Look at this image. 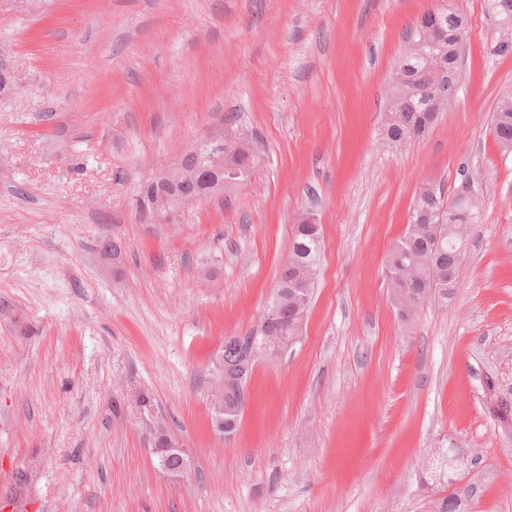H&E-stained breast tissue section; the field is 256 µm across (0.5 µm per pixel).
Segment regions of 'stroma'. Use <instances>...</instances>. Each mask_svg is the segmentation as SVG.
I'll return each instance as SVG.
<instances>
[{"label": "stroma", "instance_id": "1", "mask_svg": "<svg viewBox=\"0 0 512 512\" xmlns=\"http://www.w3.org/2000/svg\"><path fill=\"white\" fill-rule=\"evenodd\" d=\"M451 2L454 98L393 146L387 91L438 0H0V512H512V152L491 131L512 27ZM229 121L257 177L146 218L144 185ZM466 179L484 213L454 295L404 324L387 255L423 184ZM303 211L305 322L224 438V339L257 333ZM156 421L193 460L181 486ZM436 450L463 467L433 475Z\"/></svg>", "mask_w": 512, "mask_h": 512}]
</instances>
